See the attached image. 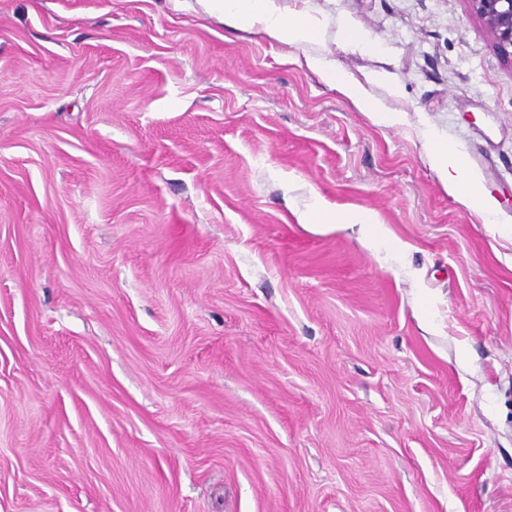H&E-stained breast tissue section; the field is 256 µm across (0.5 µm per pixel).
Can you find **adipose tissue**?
Wrapping results in <instances>:
<instances>
[{"instance_id":"adipose-tissue-1","label":"adipose tissue","mask_w":512,"mask_h":512,"mask_svg":"<svg viewBox=\"0 0 512 512\" xmlns=\"http://www.w3.org/2000/svg\"><path fill=\"white\" fill-rule=\"evenodd\" d=\"M206 7L222 17L226 26L247 32H257L269 39L289 44H301L311 40L317 30L308 16H286L277 12L272 0H203ZM308 67L332 88L347 97L362 112H378V105L368 98L362 89L352 82L335 65L323 58H311ZM428 157L434 169L446 181L449 188L460 194L471 205L481 207L485 223L496 221L495 213L487 208L478 182L471 178L459 156L442 141L430 142ZM298 223L312 231L328 233L344 229L356 233L362 244L370 250L384 247L395 255L405 254L406 243L391 237L380 224L376 214L366 208L340 210L325 200H318L313 211L297 215Z\"/></svg>"}]
</instances>
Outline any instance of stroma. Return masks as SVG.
<instances>
[{
    "mask_svg": "<svg viewBox=\"0 0 512 512\" xmlns=\"http://www.w3.org/2000/svg\"><path fill=\"white\" fill-rule=\"evenodd\" d=\"M273 7L321 26L0 0V512H512V64L466 0ZM308 67L332 88H335L345 97H347L354 106L361 112H384L370 98H368L362 89L352 82L336 66L325 58H311L307 60ZM427 152L431 164L446 181L448 187L459 193L466 203L483 208L485 224H495L497 222L495 213L488 208L481 187L468 175L462 160L454 150L448 149V143L432 141L429 143ZM297 221L318 233L333 232L337 228L350 230L357 234L365 247L374 252L385 247L396 256H404L409 248L408 244L391 237L376 214L366 208L339 210L319 198L313 211L297 213Z\"/></svg>",
    "mask_w": 512,
    "mask_h": 512,
    "instance_id": "stroma-1",
    "label": "stroma"
}]
</instances>
